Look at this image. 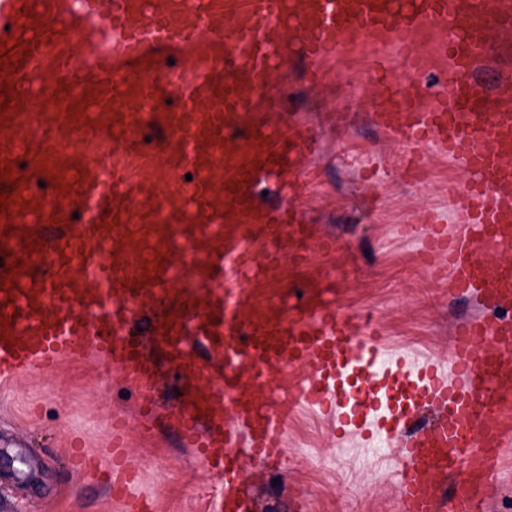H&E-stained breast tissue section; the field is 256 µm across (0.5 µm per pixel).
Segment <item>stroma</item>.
I'll return each instance as SVG.
<instances>
[{
    "mask_svg": "<svg viewBox=\"0 0 512 512\" xmlns=\"http://www.w3.org/2000/svg\"><path fill=\"white\" fill-rule=\"evenodd\" d=\"M377 52L370 45L337 58L318 85L298 72L269 76L290 93L298 120L316 138L301 156L306 190L297 206L315 238L334 247L314 251L305 275L332 277L344 314L373 316L385 362L434 360L448 373L456 325L483 308L473 295L449 298L432 272L435 257L405 228L422 225L431 211L454 225L451 199L440 187L470 175L432 150L420 172H408L404 148L377 124L378 105L366 91ZM160 387L164 416L153 421L98 350L0 378V512H120L105 486L116 419L126 425L127 454L140 474L132 495L150 501L154 512H213L221 478L206 472L167 419L181 400L172 371L163 370ZM397 446L380 432L368 439L332 432L320 413L302 411L278 460L242 458L250 512H405ZM482 512H512L511 443L501 450Z\"/></svg>",
    "mask_w": 512,
    "mask_h": 512,
    "instance_id": "stroma-1",
    "label": "stroma"
}]
</instances>
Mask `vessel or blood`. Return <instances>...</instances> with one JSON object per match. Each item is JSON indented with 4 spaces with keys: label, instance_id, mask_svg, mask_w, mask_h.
<instances>
[{
    "label": "vessel or blood",
    "instance_id": "obj_1",
    "mask_svg": "<svg viewBox=\"0 0 512 512\" xmlns=\"http://www.w3.org/2000/svg\"><path fill=\"white\" fill-rule=\"evenodd\" d=\"M99 2L0 0V42L17 47L0 65V164L25 161L0 194L27 202L0 209V268L16 272L15 287L0 285V378L91 345L149 412L162 352L186 384L176 427L224 479L222 512H249L237 447L277 456L303 404L337 430L364 426L368 406L345 384L371 377L436 412L400 442L407 512H480L512 436V75L484 90L474 74L491 44L512 40V0H110L106 15ZM369 43L409 60L395 81L377 63L379 126L473 176L451 195L457 231L424 229L449 295L495 311L456 326L451 377L434 362L378 373V340L336 310L335 282L303 279L314 237L289 201L313 141L293 113L270 122L268 76L298 68L318 84ZM425 76L440 79L428 96ZM24 97L46 126L31 129ZM265 176L288 201H257ZM108 456L136 477L121 433Z\"/></svg>",
    "mask_w": 512,
    "mask_h": 512
}]
</instances>
